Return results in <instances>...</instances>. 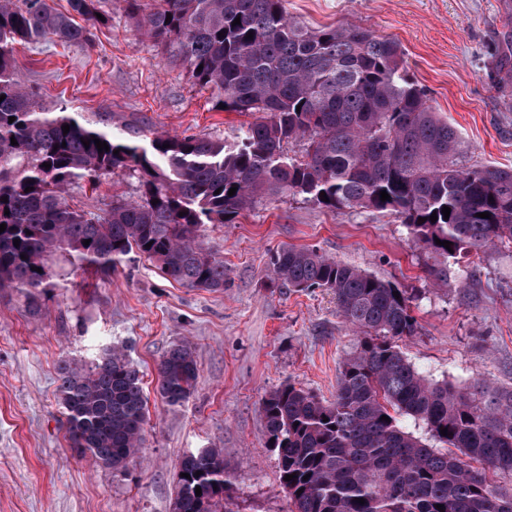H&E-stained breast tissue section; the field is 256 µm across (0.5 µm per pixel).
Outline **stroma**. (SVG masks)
Listing matches in <instances>:
<instances>
[{"mask_svg": "<svg viewBox=\"0 0 512 512\" xmlns=\"http://www.w3.org/2000/svg\"><path fill=\"white\" fill-rule=\"evenodd\" d=\"M496 0H285L309 26L359 24L397 40L408 76L459 135L458 165L512 169V87L489 75L504 30ZM107 20L91 45H16L14 78L52 111L121 132L130 117L172 135L235 141L246 121L213 109L211 92L138 32L126 0H101ZM118 172L74 203L106 208L137 195ZM205 242L224 258V289L169 281L146 260L122 262L111 281L77 272L53 278L39 314L0 291V512H172L183 457L224 451L234 512H290L276 452L259 413L283 384L332 400L344 358L360 337L331 292L282 288L270 258L314 247L397 284L412 297L413 336L399 346L430 379L457 385L485 378L512 387V250L465 252L436 283L438 260L388 213H332L300 196L262 202L232 224L208 225ZM125 346L148 396L146 443L124 476L78 456L65 437L57 365L86 360L100 340ZM188 343L199 376L188 401L166 406L155 366Z\"/></svg>", "mask_w": 512, "mask_h": 512, "instance_id": "stroma-1", "label": "stroma"}]
</instances>
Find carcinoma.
I'll return each instance as SVG.
<instances>
[{
	"mask_svg": "<svg viewBox=\"0 0 512 512\" xmlns=\"http://www.w3.org/2000/svg\"><path fill=\"white\" fill-rule=\"evenodd\" d=\"M68 3L61 13L46 0H0V290L22 293L31 311L57 255L107 282L134 254L183 287L221 291L224 258L204 245L205 226L291 195L333 213L393 214L445 262L512 248V169L457 165L458 134L408 77L397 41L357 24L309 27L284 0H126L135 27L212 91L214 109L253 121L233 143L153 134L136 118L117 136L45 110L13 78L18 43L90 44L100 0ZM97 139L109 150L98 151ZM296 139L304 153L289 157L283 146ZM118 171L138 180L137 199L98 212L72 202L71 189ZM272 265L296 292L331 291L363 334L332 401L285 384L260 404L291 512H512V486L500 482L512 479V388L485 379L453 386L415 369L397 344L415 332L411 296L398 285L309 247L282 248ZM156 373L161 399L184 404L198 377L194 353L171 346ZM57 380L70 448L126 474L145 445L138 367L110 344L88 361L62 358ZM400 415L422 422L440 447L403 430ZM179 472L174 512H234L222 449L186 454Z\"/></svg>",
	"mask_w": 512,
	"mask_h": 512,
	"instance_id": "1",
	"label": "carcinoma"
}]
</instances>
